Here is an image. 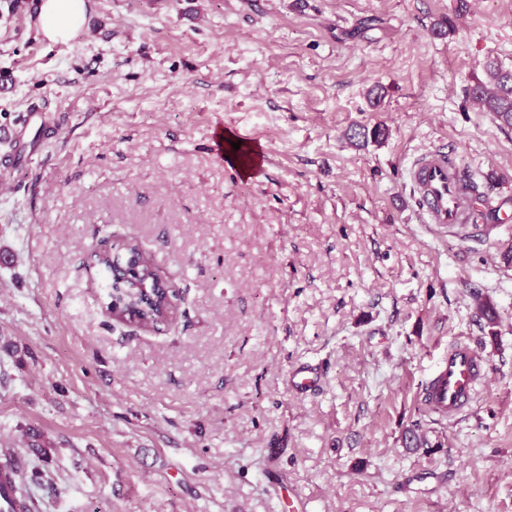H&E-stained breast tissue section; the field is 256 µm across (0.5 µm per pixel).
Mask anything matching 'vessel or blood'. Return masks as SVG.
<instances>
[{"mask_svg": "<svg viewBox=\"0 0 512 512\" xmlns=\"http://www.w3.org/2000/svg\"><path fill=\"white\" fill-rule=\"evenodd\" d=\"M412 189L429 223L462 226L477 221L479 202L464 180L456 158L435 149L421 155L410 171ZM486 364L471 342L450 345L448 354L424 385L420 399L427 412L454 417L469 408Z\"/></svg>", "mask_w": 512, "mask_h": 512, "instance_id": "obj_1", "label": "vessel or blood"}]
</instances>
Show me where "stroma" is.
<instances>
[{
	"label": "stroma",
	"mask_w": 512,
	"mask_h": 512,
	"mask_svg": "<svg viewBox=\"0 0 512 512\" xmlns=\"http://www.w3.org/2000/svg\"><path fill=\"white\" fill-rule=\"evenodd\" d=\"M40 4L0 0V457L35 512H512V127L470 96L512 0H85L56 43ZM437 148L498 221L427 223ZM127 239L161 329L105 308L92 256ZM464 338L489 375L440 420ZM485 374L486 364L477 347L459 340L448 347V355L424 385L421 403L431 414L454 417L471 406Z\"/></svg>",
	"instance_id": "obj_1"
}]
</instances>
